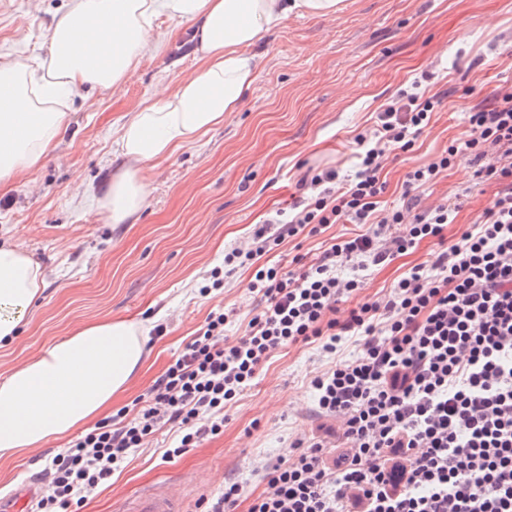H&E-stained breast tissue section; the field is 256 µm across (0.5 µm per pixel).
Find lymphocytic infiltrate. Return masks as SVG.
<instances>
[{
    "instance_id": "f902f5d3",
    "label": "lymphocytic infiltrate",
    "mask_w": 512,
    "mask_h": 512,
    "mask_svg": "<svg viewBox=\"0 0 512 512\" xmlns=\"http://www.w3.org/2000/svg\"><path fill=\"white\" fill-rule=\"evenodd\" d=\"M444 99L414 82L378 112L372 134L355 136L351 178L331 167L304 172L291 211L226 253L200 289L223 287L225 268L253 267L262 309L242 336L228 341V313L210 312L135 412L101 419L45 464L37 512L81 505L165 428L178 436L162 451L168 460L223 433L225 407L277 350L314 345L333 355L350 339L359 357L311 379L317 422L266 466L248 512H512V91L472 108L463 137L408 172L401 207H378L384 163L413 147ZM462 161L499 190L449 243L457 205L421 210L417 192ZM347 223L362 232L336 237L299 269L259 262L287 239ZM428 239L439 249L388 291L357 299L359 279L340 274L350 262L390 263Z\"/></svg>"
}]
</instances>
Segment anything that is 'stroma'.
Masks as SVG:
<instances>
[{"label": "stroma", "mask_w": 512, "mask_h": 512, "mask_svg": "<svg viewBox=\"0 0 512 512\" xmlns=\"http://www.w3.org/2000/svg\"><path fill=\"white\" fill-rule=\"evenodd\" d=\"M69 0H0V55L44 53L49 30ZM163 45L145 57L126 83L90 89L69 105V121L55 149L20 180L0 185V244L21 245L44 270L43 290L25 320L20 340L0 347V373L37 355L80 322L127 319L165 333L149 337L148 359L113 408L146 394L216 309L232 311L228 339L240 337L257 313L249 285L252 271L236 268L223 288L200 294L224 253L251 240L255 225L288 208L296 182L308 168H336L349 175V144L370 132L377 112L426 71L430 92L447 91L415 146L390 156L380 172L381 205H401L407 173L427 165L461 137L466 111L500 88L512 87V0H343L328 17L291 14L256 51L257 77L240 111L200 141L179 148L148 172L151 203L127 224H109L96 204L120 164L113 132L130 102L150 99L158 84L176 86L197 67L169 23L155 32ZM494 183H477L459 163L425 186L423 204L461 197L449 233L473 223L494 199ZM332 225L314 238L297 237L263 255L265 263L290 270L294 255L315 257L331 238L354 232ZM423 241L390 264L341 273L363 282L362 296L390 288L409 267L427 260ZM344 343L335 358L314 346H287L259 371L251 387L224 410L219 436L164 461L159 446L141 449L120 474L79 512H114L117 501L156 481L181 488L185 512L200 496L217 493L230 478L246 496L232 512H247L249 498L264 489L260 471L307 430L316 408L309 381L332 360L357 356ZM48 452L0 457V512H10L13 492L40 474Z\"/></svg>", "instance_id": "obj_1"}]
</instances>
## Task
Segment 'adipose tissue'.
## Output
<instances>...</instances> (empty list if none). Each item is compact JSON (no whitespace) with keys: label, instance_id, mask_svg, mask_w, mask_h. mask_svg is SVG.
I'll return each instance as SVG.
<instances>
[{"label":"adipose tissue","instance_id":"adipose-tissue-1","mask_svg":"<svg viewBox=\"0 0 512 512\" xmlns=\"http://www.w3.org/2000/svg\"><path fill=\"white\" fill-rule=\"evenodd\" d=\"M342 0H69L44 54L0 56V182L36 168L81 89H110L156 52L159 20L190 33L197 69L131 105L116 130L122 164L97 211L124 224L149 201L147 166L171 157L239 111L262 59V36L293 12L330 16ZM44 272L23 248L0 245V344L20 338ZM144 327L124 319L77 325L0 376V457L47 447L106 410L146 357Z\"/></svg>","mask_w":512,"mask_h":512}]
</instances>
